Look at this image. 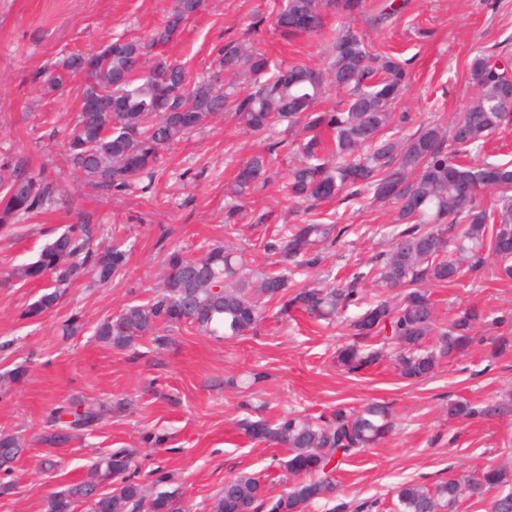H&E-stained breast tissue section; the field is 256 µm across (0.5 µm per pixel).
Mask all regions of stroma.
Listing matches in <instances>:
<instances>
[{"instance_id": "35a3bbf8", "label": "stroma", "mask_w": 512, "mask_h": 512, "mask_svg": "<svg viewBox=\"0 0 512 512\" xmlns=\"http://www.w3.org/2000/svg\"><path fill=\"white\" fill-rule=\"evenodd\" d=\"M284 0H205L181 34L162 48L165 59L202 79L224 44L246 41L275 61L325 66L339 18L329 17L323 35H281L274 27ZM172 0H0V171L22 164L44 175L60 199L57 208L0 231V277L32 261L68 225H90L96 247L118 243L128 252L122 273L106 285L90 277L74 281L61 304L39 319L23 311L42 292L38 282L0 284V431L23 438L27 449L0 483L14 490L0 495V512H43L46 497L84 479L101 454L141 446L142 468L168 471L183 491L187 512H210L213 495L226 477L260 478L270 495L292 478L278 462L284 448L249 439L243 419L274 421L297 411L312 417L333 410L386 402L397 427L380 444L345 462L337 473L336 500L375 502V512H394V491L404 483L431 486L448 476L486 465L512 471V327L489 325L456 361L420 382L399 378L384 360L359 373L337 367L344 344L335 327L296 313L279 315L269 305L249 335L222 339L183 328L170 332L167 347L150 339L118 352L94 336L96 324L159 289L163 260L178 250L200 254L203 246L231 241L247 259L272 261L262 239L287 224L338 222L348 230L326 248L312 283L328 284L366 265L387 248L392 207L363 200L331 201L309 209L288 201L283 177L298 159L286 132L272 158L273 177L242 201L243 217L225 227L224 186L239 164L262 152V138L240 130L231 119L209 122L188 140L165 151L151 193L133 189L107 195L82 182L68 164L64 139L74 123L76 95L84 82L75 75L67 93H51L42 75L75 54L90 55L118 38L148 37L163 22ZM384 0H365L354 25L373 50L396 54L410 81L396 104L412 121L448 123L474 97L467 64L474 55L512 63V0H394L396 11L380 18ZM267 223H258L260 214ZM438 326L457 309L475 305L490 315L512 314V281L467 276L432 290ZM81 316L80 335L66 337L62 324ZM508 336L506 346L497 339ZM256 373L253 386L243 376ZM121 399L131 410L115 409ZM500 405L491 416L449 417V403ZM108 404L112 410L92 433L48 451L36 437L48 430V416L60 405ZM167 439V450L142 447L144 434ZM54 453L58 465L45 472L40 461Z\"/></svg>"}]
</instances>
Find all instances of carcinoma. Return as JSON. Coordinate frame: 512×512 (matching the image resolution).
<instances>
[{
    "label": "carcinoma",
    "mask_w": 512,
    "mask_h": 512,
    "mask_svg": "<svg viewBox=\"0 0 512 512\" xmlns=\"http://www.w3.org/2000/svg\"><path fill=\"white\" fill-rule=\"evenodd\" d=\"M202 7L203 0H173L163 25L147 40L119 38L90 56L74 55L47 73L46 86L56 92L65 90L77 73L85 75L78 93L81 108L67 136L70 165L87 184L106 193L122 192L144 179L142 190L147 192L161 151L226 112L243 130L266 139L286 123L296 129L301 156L288 168V199L314 206L366 191L373 203L396 209L388 249L367 270L354 272L336 287L301 285L290 271L292 266L313 270L322 263L324 246L346 232L335 224H294L264 239V253L279 255L275 269L247 267L232 243L213 244L197 257L174 250L164 259L160 291L99 322L97 340L124 351L150 336L161 349L169 343L166 333L181 326L210 336H245L272 301L283 314L292 309L329 324L363 303L360 314L346 319L352 341L338 349L336 363L348 372L360 371L376 364L388 349L398 376L420 381L468 350L481 325L512 324L509 315L491 318L486 310L468 306L438 332L427 291L429 285L484 273L491 256L496 258L493 277L512 279V164H475L471 159L512 122L507 69L487 56H474L468 79L477 94L467 111L455 114L447 127L428 121L412 134L395 137L388 129L408 121L407 115L393 112L407 72L397 57L373 52L351 25L336 32L323 69L293 64L274 70L258 48L230 42L209 78L193 86L183 67L163 60L141 70L148 51L175 40ZM363 8L364 0H286L275 25L286 36L320 34L328 14L354 18ZM329 88L344 99L322 111L319 104ZM272 151L270 146L267 154L252 156L225 187L224 196L233 201L227 222L239 212L235 201L268 180ZM487 191L495 193L490 203ZM56 203L52 185L40 173L17 168L0 178V225ZM91 242L88 225H73L46 243L35 260L12 268L11 281H47L45 291L26 308V318L55 309L63 288L87 271L98 285L120 274L126 251L118 245L94 249ZM369 281L398 294L368 301L364 285ZM379 339L382 348L369 347ZM497 410L496 405L476 409L458 401L448 405V416L493 415ZM71 416L40 436L41 444L63 446L94 430L102 409L89 405ZM394 424L392 408L382 402L338 409L320 424L292 415L273 423L247 420L243 427L250 438L286 448L288 457L281 465L293 483L271 496L257 478L231 476L215 495L212 512H306L313 503L333 498L335 474L343 462L380 443ZM23 450L20 437L0 431V471L9 472ZM140 455L139 448L112 449L91 464L85 480L50 494L44 512H75L79 502L87 504V512H141L145 501L149 512H184L182 493L168 472L157 467L142 480ZM102 478L112 489H98ZM508 482L511 472L489 465L429 488L407 483L396 491L397 508L453 512L462 489L481 499Z\"/></svg>",
    "instance_id": "carcinoma-1"
}]
</instances>
